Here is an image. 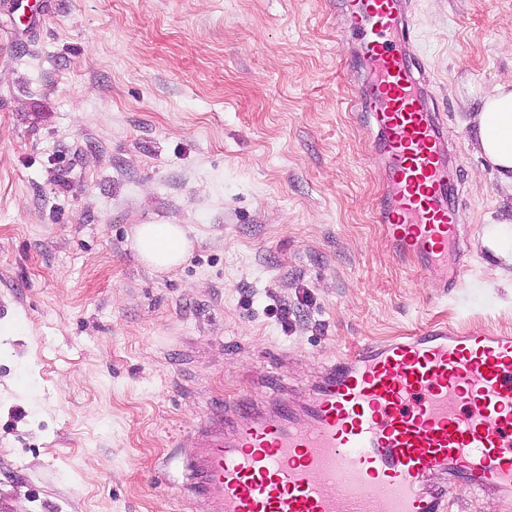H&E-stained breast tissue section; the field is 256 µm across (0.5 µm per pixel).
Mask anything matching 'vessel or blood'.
I'll return each instance as SVG.
<instances>
[{
    "label": "vessel or blood",
    "instance_id": "obj_1",
    "mask_svg": "<svg viewBox=\"0 0 512 512\" xmlns=\"http://www.w3.org/2000/svg\"><path fill=\"white\" fill-rule=\"evenodd\" d=\"M383 161L377 219L395 253L441 290L468 270L448 124L406 51L411 0H338ZM203 512H512V332L449 323L339 354L300 404L221 400L184 436Z\"/></svg>",
    "mask_w": 512,
    "mask_h": 512
}]
</instances>
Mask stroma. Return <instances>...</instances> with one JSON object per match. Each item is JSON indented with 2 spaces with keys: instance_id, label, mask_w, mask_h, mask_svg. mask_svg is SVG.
<instances>
[{
  "instance_id": "35a3bbf8",
  "label": "stroma",
  "mask_w": 512,
  "mask_h": 512,
  "mask_svg": "<svg viewBox=\"0 0 512 512\" xmlns=\"http://www.w3.org/2000/svg\"><path fill=\"white\" fill-rule=\"evenodd\" d=\"M412 2L462 169L445 296L377 221L336 0H0V512H192L169 455L218 400H300L427 324L512 330L478 240L512 188L466 124L512 77V0ZM137 224L190 257L146 267ZM130 246L145 264L167 271L185 260L192 241L181 224H139Z\"/></svg>"
}]
</instances>
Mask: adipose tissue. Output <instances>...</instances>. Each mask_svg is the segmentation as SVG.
Instances as JSON below:
<instances>
[{
	"label": "adipose tissue",
	"instance_id": "ef3b65f1",
	"mask_svg": "<svg viewBox=\"0 0 512 512\" xmlns=\"http://www.w3.org/2000/svg\"><path fill=\"white\" fill-rule=\"evenodd\" d=\"M468 123L476 152L512 185V80L485 94L479 112L471 114ZM131 247L145 264L167 271L185 260L192 241L179 224H140L134 230Z\"/></svg>",
	"mask_w": 512,
	"mask_h": 512
}]
</instances>
